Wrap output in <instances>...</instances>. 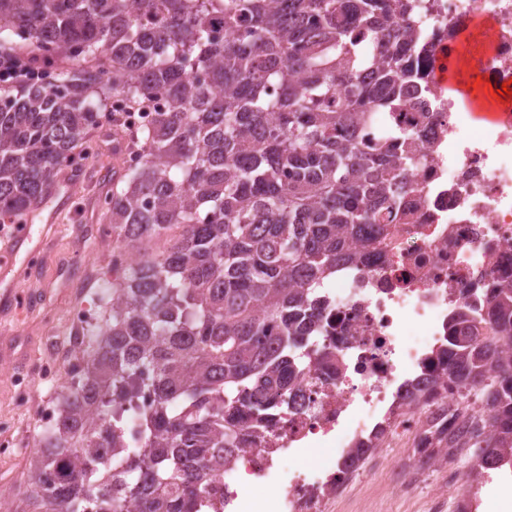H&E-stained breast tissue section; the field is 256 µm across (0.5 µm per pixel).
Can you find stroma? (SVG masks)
Returning <instances> with one entry per match:
<instances>
[{"label": "stroma", "instance_id": "stroma-1", "mask_svg": "<svg viewBox=\"0 0 512 512\" xmlns=\"http://www.w3.org/2000/svg\"><path fill=\"white\" fill-rule=\"evenodd\" d=\"M98 141L94 153L82 160L79 168H61L55 193L31 212V241L18 258L25 265L32 254H40V268L25 274L18 285L21 297L16 307L0 313V419L15 420L13 438L28 445L31 417L44 405L34 404L22 411L17 403V380L30 374L48 357L46 345L51 337H65L75 308L97 311L102 287L111 283L112 231L98 207L100 196L119 188L113 179L116 171H126L123 156L114 155L112 140L115 125L99 124L91 132ZM369 493L378 506L375 512H430L431 497L443 485L441 474H434L413 496L395 495L386 473L366 478Z\"/></svg>", "mask_w": 512, "mask_h": 512}]
</instances>
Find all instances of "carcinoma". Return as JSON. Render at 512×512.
I'll return each instance as SVG.
<instances>
[{
  "mask_svg": "<svg viewBox=\"0 0 512 512\" xmlns=\"http://www.w3.org/2000/svg\"><path fill=\"white\" fill-rule=\"evenodd\" d=\"M416 2L0 0V46L70 63L50 87L0 93V217L53 193L113 96L150 114L143 160L105 208L136 259L112 265L82 368L28 458L23 512H197L246 430L288 408L325 278L410 217L429 116L375 126L431 75ZM444 355L493 416L476 437L435 425L434 447L512 452V284L469 292ZM146 391L133 438L125 414Z\"/></svg>",
  "mask_w": 512,
  "mask_h": 512,
  "instance_id": "cac0c4a2",
  "label": "carcinoma"
}]
</instances>
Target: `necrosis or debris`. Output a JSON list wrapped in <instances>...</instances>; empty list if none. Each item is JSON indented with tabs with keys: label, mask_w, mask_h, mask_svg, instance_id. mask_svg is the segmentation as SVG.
Masks as SVG:
<instances>
[{
	"label": "necrosis or debris",
	"mask_w": 512,
	"mask_h": 512,
	"mask_svg": "<svg viewBox=\"0 0 512 512\" xmlns=\"http://www.w3.org/2000/svg\"><path fill=\"white\" fill-rule=\"evenodd\" d=\"M423 41L454 81L478 71L490 87L512 81V0H423ZM491 24L475 53L463 34ZM418 145L414 215L394 224L369 259L326 279V330L287 412L237 449L207 512H335L373 471L385 449L410 445L392 490L415 492L412 472L436 463L425 441L438 408L479 415L464 389L447 382L436 354L448 317L468 289L512 282V118L463 122L447 88L433 85L389 124L414 128ZM443 380L433 390V380Z\"/></svg>",
	"instance_id": "1"
}]
</instances>
